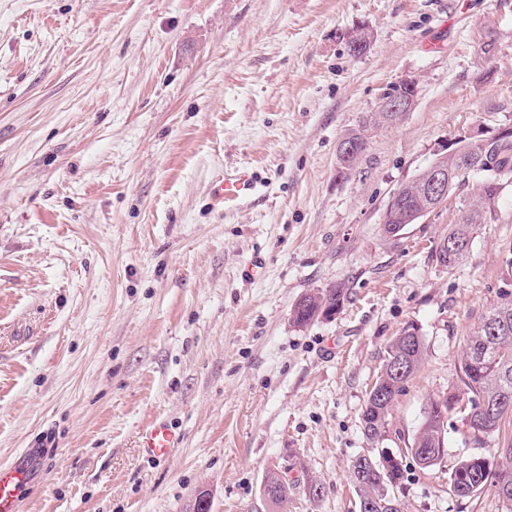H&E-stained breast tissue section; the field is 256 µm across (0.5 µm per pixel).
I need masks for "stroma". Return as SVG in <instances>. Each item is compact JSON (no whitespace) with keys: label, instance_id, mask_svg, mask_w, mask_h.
<instances>
[{"label":"stroma","instance_id":"obj_1","mask_svg":"<svg viewBox=\"0 0 512 512\" xmlns=\"http://www.w3.org/2000/svg\"><path fill=\"white\" fill-rule=\"evenodd\" d=\"M407 78L411 111L340 172L341 137ZM510 126L512 0H0V465L38 457L19 512H193L202 492L210 512H357L389 342L425 341L379 442L408 448L512 272V178L454 267L435 250L474 184L394 237L387 203ZM240 168L265 193L224 209L210 188ZM339 282L334 318L292 322ZM158 419L180 436L161 462L139 446ZM508 441L512 422L479 445L449 417L438 465L403 460L402 512H505L448 471Z\"/></svg>","mask_w":512,"mask_h":512}]
</instances>
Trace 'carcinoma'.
I'll return each instance as SVG.
<instances>
[{"label": "carcinoma", "mask_w": 512, "mask_h": 512, "mask_svg": "<svg viewBox=\"0 0 512 512\" xmlns=\"http://www.w3.org/2000/svg\"><path fill=\"white\" fill-rule=\"evenodd\" d=\"M388 123L386 116L370 112L362 118L358 128L352 130L356 137L363 139V147L351 155L345 167L351 169L366 150L368 133ZM448 172L457 174L460 184L471 177L479 178L476 203L461 210L457 223L449 231L471 235L477 225L486 220L485 199L498 196L499 187L494 180L502 175H512V143L491 147L470 145L445 156ZM421 191L416 189L406 193L402 210L392 223L411 224L412 215L420 209ZM505 301L491 308L482 321L468 334L465 350L459 367L460 385L455 392L461 407L455 411L461 415L474 441L484 443L485 439L500 435L505 421L512 418V406L490 414V407L501 399L512 401V293H504ZM348 299V288L337 283L301 297L295 304L297 318L293 323L306 326L315 321V315L332 306L342 307ZM425 344L417 336L399 335L389 343L381 375L375 385L384 391L385 399L376 401V392L371 391L362 410V427L366 438L377 443L385 437L390 406L388 397L401 392L407 379L393 373L392 365L405 360L418 370ZM447 416L440 411V399L430 400L423 421L412 447L429 453V457L418 461L421 468H431L441 462V448L445 447ZM501 463L494 464L483 455H470L457 461L448 472V487L455 496L471 498L491 488L498 494L506 509L512 512V493L501 495L500 484L503 478L512 482V454L500 456ZM351 478L356 488L358 500L372 503L368 512H401L397 499L389 493V488L398 485L403 479L399 464L386 459L381 462L380 449L374 448L367 455L359 456L351 466ZM265 481L275 488L271 502L279 505L288 500V482L280 480L275 472L266 475Z\"/></svg>", "instance_id": "1"}]
</instances>
